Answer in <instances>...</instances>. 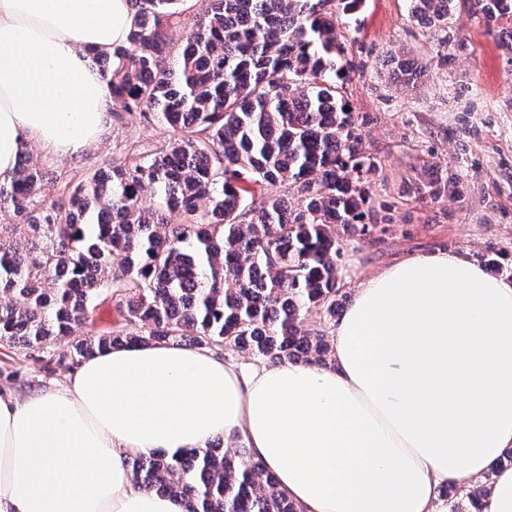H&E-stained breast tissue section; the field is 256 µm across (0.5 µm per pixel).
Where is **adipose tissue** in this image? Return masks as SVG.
I'll list each match as a JSON object with an SVG mask.
<instances>
[{
  "mask_svg": "<svg viewBox=\"0 0 512 512\" xmlns=\"http://www.w3.org/2000/svg\"><path fill=\"white\" fill-rule=\"evenodd\" d=\"M129 0H0V177L25 148L101 135L94 54L126 44ZM333 365L230 363L119 345L62 384L0 391V512H184L129 458L244 441L302 512H448L441 486L512 447V282L464 254L367 278L332 330Z\"/></svg>",
  "mask_w": 512,
  "mask_h": 512,
  "instance_id": "obj_1",
  "label": "adipose tissue"
}]
</instances>
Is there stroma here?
Listing matches in <instances>:
<instances>
[{"mask_svg":"<svg viewBox=\"0 0 512 512\" xmlns=\"http://www.w3.org/2000/svg\"><path fill=\"white\" fill-rule=\"evenodd\" d=\"M336 27L351 66L343 93L375 162L362 176L369 235L341 237L337 280L354 295L367 277L408 255H495L494 275L512 281V51L456 0L448 42L411 19L408 0H364ZM426 65L418 88H397L392 57ZM171 137L157 116L109 118L100 140L75 156L30 148L56 188L127 157L161 149ZM451 193L432 196L429 182ZM67 344L0 347V388L22 396L64 382L76 369Z\"/></svg>","mask_w":512,"mask_h":512,"instance_id":"1","label":"stroma"}]
</instances>
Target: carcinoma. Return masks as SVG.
<instances>
[{"label": "carcinoma", "mask_w": 512, "mask_h": 512, "mask_svg": "<svg viewBox=\"0 0 512 512\" xmlns=\"http://www.w3.org/2000/svg\"><path fill=\"white\" fill-rule=\"evenodd\" d=\"M129 46L94 57L111 111L157 114L175 133L159 151L115 162L60 193L42 194L29 155L0 180V345L40 349L88 328L73 345L86 358L114 345L173 342L269 365L328 366L325 325L336 318L337 237L365 235L359 175L373 166L342 95L349 63L336 13L363 0H202L185 22L181 0H131ZM411 17L448 31L454 0H409ZM503 45L512 0H472ZM395 82L414 89L415 60L394 58ZM296 191L271 195L266 187ZM154 202L143 205L144 193ZM120 328L94 331L99 306ZM144 489L180 499L185 512H301L244 445L128 461ZM489 488L448 486L483 512Z\"/></svg>", "instance_id": "obj_1"}]
</instances>
